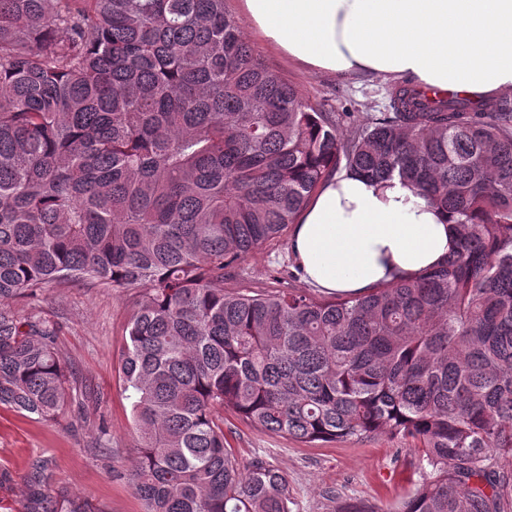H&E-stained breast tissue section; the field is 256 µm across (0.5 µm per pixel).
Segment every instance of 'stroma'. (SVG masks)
Wrapping results in <instances>:
<instances>
[{"label": "stroma", "mask_w": 512, "mask_h": 512, "mask_svg": "<svg viewBox=\"0 0 512 512\" xmlns=\"http://www.w3.org/2000/svg\"><path fill=\"white\" fill-rule=\"evenodd\" d=\"M240 29L256 52L304 95L331 94L335 111L359 116L384 110L390 81L304 72L254 35L248 24ZM291 235L284 230L240 262L225 275V290L305 289L303 278L288 276L295 266ZM137 300V294L117 288L73 283L8 302V309L20 315L59 324L58 345L84 395L70 414L56 421L0 409V512H28L36 488L65 508L141 512L132 488L137 454L131 401L118 377V356ZM223 415L227 445L241 465L260 458L287 478L292 512H334L340 497L372 501L388 512L419 478L418 454L401 450L388 437L308 447L257 430L233 410Z\"/></svg>", "instance_id": "1"}]
</instances>
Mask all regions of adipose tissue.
Segmentation results:
<instances>
[{"label": "adipose tissue", "mask_w": 512, "mask_h": 512, "mask_svg": "<svg viewBox=\"0 0 512 512\" xmlns=\"http://www.w3.org/2000/svg\"><path fill=\"white\" fill-rule=\"evenodd\" d=\"M238 10L312 73L408 80L476 100L512 90V0H238ZM290 246L309 285L359 296L440 265L457 237L400 179L343 170L297 214Z\"/></svg>", "instance_id": "1"}]
</instances>
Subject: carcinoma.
<instances>
[{
    "instance_id": "1",
    "label": "carcinoma",
    "mask_w": 512,
    "mask_h": 512,
    "mask_svg": "<svg viewBox=\"0 0 512 512\" xmlns=\"http://www.w3.org/2000/svg\"><path fill=\"white\" fill-rule=\"evenodd\" d=\"M387 98L344 137L350 113L266 65L224 0H0V408L56 421L77 392L57 323L2 304L135 290L142 512H291L278 469L225 448L226 407L308 446L410 444L422 475L389 512H512V97ZM342 168L415 187L456 251L361 296L224 291ZM31 512L57 510L34 490Z\"/></svg>"
}]
</instances>
